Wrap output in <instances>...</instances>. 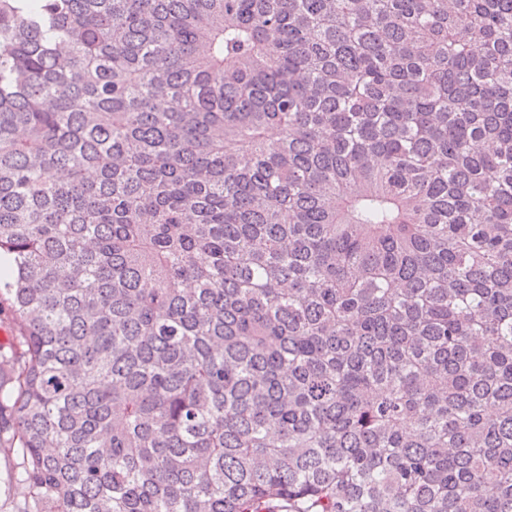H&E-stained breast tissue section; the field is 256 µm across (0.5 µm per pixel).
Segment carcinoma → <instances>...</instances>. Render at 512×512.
Masks as SVG:
<instances>
[{
	"mask_svg": "<svg viewBox=\"0 0 512 512\" xmlns=\"http://www.w3.org/2000/svg\"><path fill=\"white\" fill-rule=\"evenodd\" d=\"M4 259L15 512H512V0H0Z\"/></svg>",
	"mask_w": 512,
	"mask_h": 512,
	"instance_id": "obj_1",
	"label": "carcinoma"
}]
</instances>
